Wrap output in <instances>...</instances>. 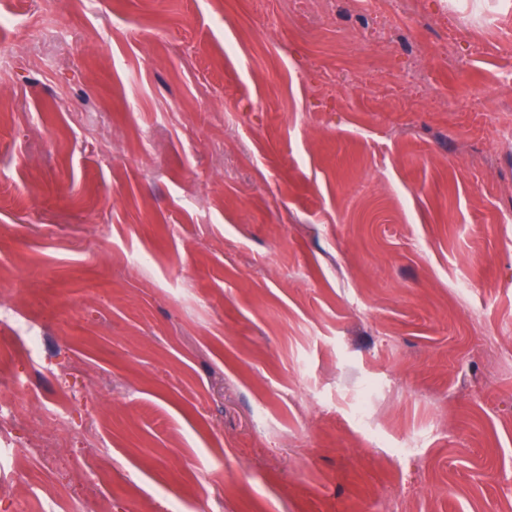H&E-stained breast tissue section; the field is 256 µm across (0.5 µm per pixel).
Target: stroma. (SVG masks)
I'll return each instance as SVG.
<instances>
[{"label": "stroma", "instance_id": "obj_1", "mask_svg": "<svg viewBox=\"0 0 512 512\" xmlns=\"http://www.w3.org/2000/svg\"><path fill=\"white\" fill-rule=\"evenodd\" d=\"M0 51L5 370L74 417L0 483L512 512V0H0Z\"/></svg>", "mask_w": 512, "mask_h": 512}]
</instances>
